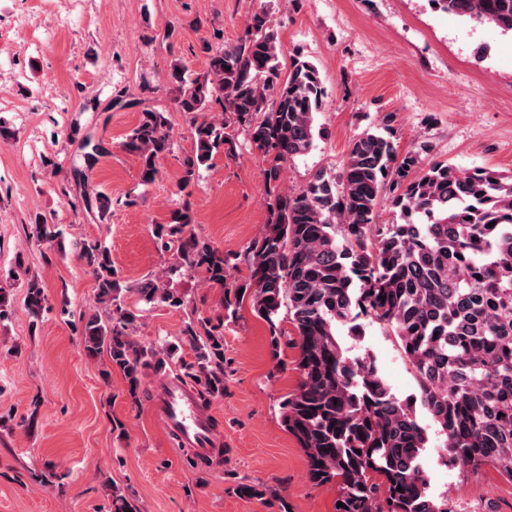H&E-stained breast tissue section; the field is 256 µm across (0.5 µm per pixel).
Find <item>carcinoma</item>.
Returning a JSON list of instances; mask_svg holds the SVG:
<instances>
[{"label": "carcinoma", "instance_id": "1", "mask_svg": "<svg viewBox=\"0 0 512 512\" xmlns=\"http://www.w3.org/2000/svg\"><path fill=\"white\" fill-rule=\"evenodd\" d=\"M436 8L503 32H512V0H432ZM282 48L267 14L253 13L244 35L207 57L192 77L170 64L175 105L192 115L193 153L184 162L180 191L192 194L201 167L209 165L229 130L247 131L267 158L269 223L247 256L252 308L268 322L279 345L276 317L288 306L296 337V389L281 402L282 423L307 458L317 485L334 483L335 512H448L431 497L420 459L428 433L411 403L398 400L368 354L349 358L337 329L360 316L384 325L417 382L421 406L444 437L442 448L462 471L494 469L512 481V172L459 169L438 161L421 168L426 143L401 155L389 131L391 115L354 137L339 174L314 173L299 191L278 187L284 164L309 153L315 115L325 90L317 66L296 54L282 76ZM224 115L207 117L212 101ZM123 147L140 162V181L152 184L158 161L174 149L167 113L145 109ZM88 210L103 219L112 201L84 194ZM386 203L402 222L376 224ZM189 204L153 225L160 251L174 262L133 288L114 271L110 253L77 242L91 268L96 306L83 319L82 351L107 355L137 397L159 351L136 339L139 322L125 295L178 308L182 297L168 277L185 269L211 285H226L236 264L199 238ZM27 242L58 244L63 231L37 214ZM26 312L35 324L47 309L37 276L26 278ZM181 341L194 353L185 377L204 403L224 395V335L211 319L185 324ZM402 491H397V488Z\"/></svg>", "mask_w": 512, "mask_h": 512}]
</instances>
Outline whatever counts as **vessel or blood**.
<instances>
[{
  "instance_id": "obj_1",
  "label": "vessel or blood",
  "mask_w": 512,
  "mask_h": 512,
  "mask_svg": "<svg viewBox=\"0 0 512 512\" xmlns=\"http://www.w3.org/2000/svg\"><path fill=\"white\" fill-rule=\"evenodd\" d=\"M155 411L164 425L177 433L184 447L204 456L210 453L215 430L211 419L201 411L194 389L177 382L165 384Z\"/></svg>"
}]
</instances>
